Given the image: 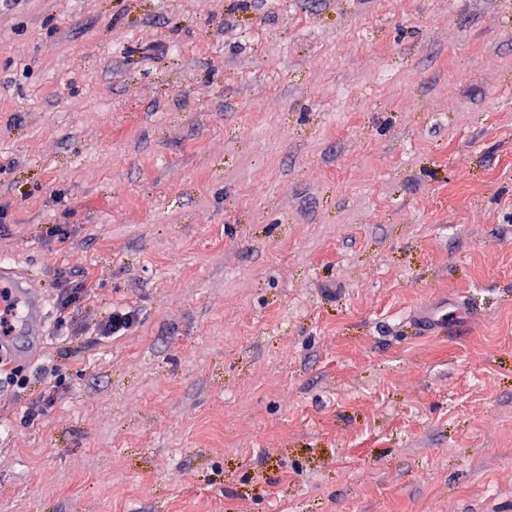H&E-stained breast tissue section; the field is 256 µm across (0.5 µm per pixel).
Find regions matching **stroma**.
Instances as JSON below:
<instances>
[{
	"instance_id": "1",
	"label": "stroma",
	"mask_w": 512,
	"mask_h": 512,
	"mask_svg": "<svg viewBox=\"0 0 512 512\" xmlns=\"http://www.w3.org/2000/svg\"><path fill=\"white\" fill-rule=\"evenodd\" d=\"M0 260V512H512V0H0ZM0 288L1 301L5 289L11 295H16L23 300L25 313L20 325L23 333L32 338L42 336L44 298L37 284L28 275L14 268L5 267L1 262ZM88 284L83 281L65 280L57 294V305L60 314L70 313L71 308L80 303L84 294L88 291ZM137 314L132 310H113L104 323L99 326V335L118 336L129 330L136 321Z\"/></svg>"
}]
</instances>
